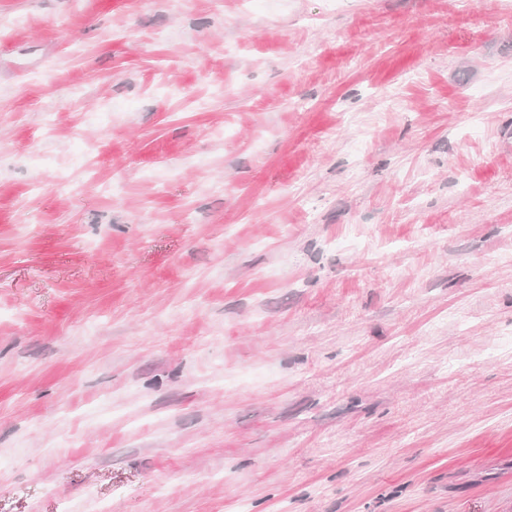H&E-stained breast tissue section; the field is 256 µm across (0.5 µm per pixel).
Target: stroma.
Returning a JSON list of instances; mask_svg holds the SVG:
<instances>
[{"label":"stroma","instance_id":"35a3bbf8","mask_svg":"<svg viewBox=\"0 0 512 512\" xmlns=\"http://www.w3.org/2000/svg\"><path fill=\"white\" fill-rule=\"evenodd\" d=\"M91 493L512 512V0H0V512Z\"/></svg>","mask_w":512,"mask_h":512}]
</instances>
